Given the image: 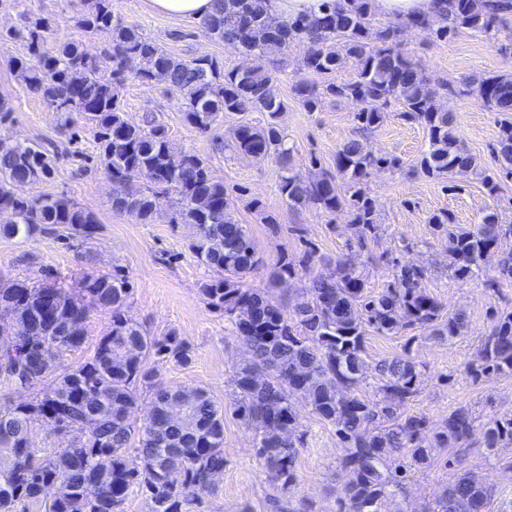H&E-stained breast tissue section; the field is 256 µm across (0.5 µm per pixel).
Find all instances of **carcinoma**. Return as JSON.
I'll return each mask as SVG.
<instances>
[{
	"label": "carcinoma",
	"mask_w": 512,
	"mask_h": 512,
	"mask_svg": "<svg viewBox=\"0 0 512 512\" xmlns=\"http://www.w3.org/2000/svg\"><path fill=\"white\" fill-rule=\"evenodd\" d=\"M80 29L112 34L104 56H91L67 42L55 52L43 48L51 24L25 18L11 37L27 52L9 66L27 88L65 122L77 114L92 129L105 173L112 181V209L141 224L153 222L165 207L169 223L188 230L189 248L212 276L199 293L224 314L247 358L231 378L233 412L251 431L256 455L270 482L283 489L296 480L298 448L304 433L295 401L302 399L319 420L334 427L347 448L346 481L338 512H379L382 499L403 489L410 473L425 471L432 450L448 448L446 464L465 457L479 444L496 463L512 470V414L475 424L462 408L430 430L426 418L408 413L421 375L405 350L371 366L365 336L393 335L416 327L431 328L438 340H452L465 328V316L441 319V306L427 291L425 266H402L380 293H367L368 274L349 256L336 261L331 277L312 278L306 294L283 303L266 288L244 287L265 261L246 225L227 205V188L215 180L197 154L173 146L166 126L152 112L132 122L123 112L120 93L129 75L163 83L182 96V120L202 133L227 117L266 113V123L239 121L228 129L224 146L234 153L269 158L278 168V192L288 207L315 204L334 216L349 215L359 248L380 237L379 203L369 178L400 169V160L373 150L362 134L383 125L395 104L398 116L420 124L428 136L425 150L410 173L446 177L471 172L488 195L512 181V72L472 75L459 91L452 83L434 86L402 47L407 29L421 32L430 44L461 32L493 40L497 53L512 60V36L496 32L512 26V0H448V10L432 18L374 24L372 0L348 7L324 0L322 12L299 16L284 26L272 21L265 0H219L202 28L250 58L245 66L225 67L209 56L176 58L144 37L138 27L112 15L111 0H85ZM297 43L306 45L293 98L315 112L323 99H346L357 106L354 122L361 135L336 149L332 166L316 157L314 173L303 174L288 147L280 119L287 105L275 63ZM139 63L136 71L131 64ZM350 62L355 78L329 80ZM112 78H99L102 66ZM471 96L501 115L490 154L496 172L486 173L478 158L461 145L453 115L437 103L439 91ZM144 170L152 185L139 183ZM53 169L40 144L0 140V212L14 220L0 224L6 239L28 238L47 230L90 232L92 215L71 199L34 196L29 185L47 179ZM433 232L448 238V268L459 281L476 276L485 253L512 239V222L498 213L483 214L464 228L446 211L429 220ZM316 251L304 254L296 268L282 251L270 267L276 287L288 289L299 271L311 270ZM512 285V251L498 262V274L484 288ZM133 285L126 274L85 273L66 286L54 278L0 279V313H12L18 334L32 340L8 360H0V385L32 391L30 401L0 408V512H18L40 503L45 512H124L131 494H141L150 512H199L217 492L213 476L224 473V403L202 387L168 385L149 366L160 357L188 367L193 349L176 330L157 336L126 316ZM108 310L110 329L99 336L91 354L64 366L65 357L88 341L89 309ZM512 374V311L497 316L476 353L475 377ZM372 388L367 392L365 387ZM149 394L151 415L138 413ZM183 402L182 414L169 417V406ZM50 425L48 439L36 443L33 430ZM494 491L473 471L458 473L422 512H489Z\"/></svg>",
	"instance_id": "obj_1"
}]
</instances>
